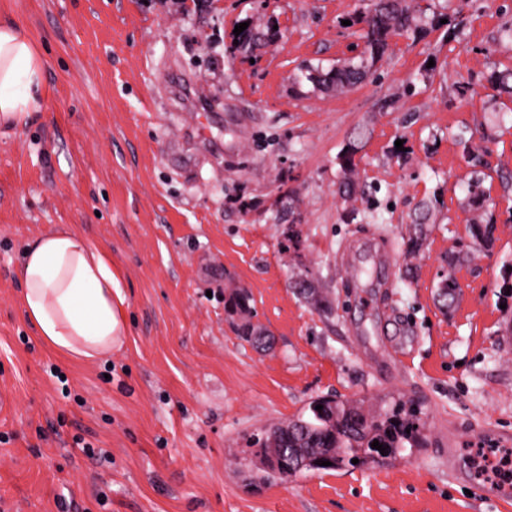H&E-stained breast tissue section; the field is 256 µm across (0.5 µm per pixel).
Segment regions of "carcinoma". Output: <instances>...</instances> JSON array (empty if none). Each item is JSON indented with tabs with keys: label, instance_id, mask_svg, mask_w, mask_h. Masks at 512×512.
I'll return each instance as SVG.
<instances>
[{
	"label": "carcinoma",
	"instance_id": "cac0c4a2",
	"mask_svg": "<svg viewBox=\"0 0 512 512\" xmlns=\"http://www.w3.org/2000/svg\"><path fill=\"white\" fill-rule=\"evenodd\" d=\"M359 23L362 24L360 40L363 47L358 55L327 74H321L310 67L305 68L306 79L316 88L344 91L365 81L376 59L387 50L389 40L394 36L408 34L416 26L417 17L408 0H374L372 7L360 17ZM356 152L357 146L353 145L340 156L343 179L337 193L345 201L356 193L351 179V173L356 168ZM426 218L427 215L423 214L419 222L412 225L407 251L413 255L419 254L428 239L429 225L425 224ZM496 231L497 225L492 222L472 224L468 228L472 244L479 250L493 245ZM466 261L465 256L453 257L449 262L448 278L438 284V297L445 307L448 306V298L460 287L456 271ZM298 286L302 297L312 303L321 315L326 317L331 314V303L322 295L314 280H302ZM250 301L246 289H231L224 301L228 317L241 313L251 319L256 317ZM236 331L243 341L257 349L271 348L270 338L259 324L250 321L246 327H236ZM319 404L323 405L320 410L316 409ZM425 430L426 422L421 417V410L411 400L396 402L377 410L366 409L361 400H313L308 405V412L283 423L268 435L265 447L278 455L292 456L302 465L303 473L328 470V467L321 465V462L328 460L336 463L338 469L370 468L379 464L375 459L377 449L373 448V442L377 441L385 447V460H396L403 457L406 448H417L422 444ZM354 459L359 460V463H352Z\"/></svg>",
	"mask_w": 512,
	"mask_h": 512
}]
</instances>
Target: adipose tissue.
I'll return each instance as SVG.
<instances>
[{
	"instance_id": "ef3b65f1",
	"label": "adipose tissue",
	"mask_w": 512,
	"mask_h": 512,
	"mask_svg": "<svg viewBox=\"0 0 512 512\" xmlns=\"http://www.w3.org/2000/svg\"><path fill=\"white\" fill-rule=\"evenodd\" d=\"M42 67L27 29L0 18V132L32 118ZM17 276L19 305L53 350L75 361H95L122 342L125 297L112 257L81 232L56 228L29 241Z\"/></svg>"
}]
</instances>
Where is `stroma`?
Returning a JSON list of instances; mask_svg holds the SVG:
<instances>
[{
  "label": "stroma",
  "instance_id": "obj_1",
  "mask_svg": "<svg viewBox=\"0 0 512 512\" xmlns=\"http://www.w3.org/2000/svg\"><path fill=\"white\" fill-rule=\"evenodd\" d=\"M413 2L418 30L362 84L323 94L304 65L351 58L371 0H0L43 61L33 120L0 137V512H504L475 495L469 452L512 446V0ZM244 22L261 38L242 49ZM462 131L485 167L464 160ZM352 143L368 187L345 202ZM424 206L414 257L404 238ZM490 220L491 252L471 251L442 308L450 254ZM62 226L120 273L111 359L60 356L18 306L25 244ZM365 247L394 267L352 278ZM304 275L332 315L291 288ZM234 286L271 350L227 321ZM327 395L413 400L428 440L379 467L249 483L251 433ZM357 149L356 145H350V147L339 157L340 166L343 172V179L339 183L337 193L344 201L352 199L356 193L355 184L350 175L354 172L357 166L355 163V154Z\"/></svg>",
  "mask_w": 512,
  "mask_h": 512
}]
</instances>
